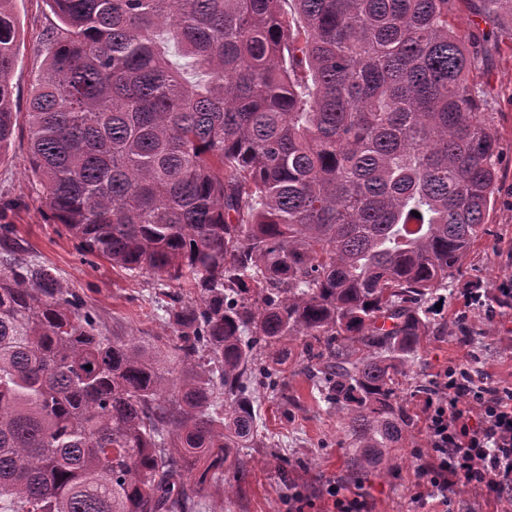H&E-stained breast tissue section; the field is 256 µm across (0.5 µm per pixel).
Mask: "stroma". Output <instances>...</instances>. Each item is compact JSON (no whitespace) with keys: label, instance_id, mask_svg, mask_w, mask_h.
I'll return each mask as SVG.
<instances>
[{"label":"stroma","instance_id":"1","mask_svg":"<svg viewBox=\"0 0 512 512\" xmlns=\"http://www.w3.org/2000/svg\"><path fill=\"white\" fill-rule=\"evenodd\" d=\"M477 0H454L449 18L467 37L482 63L473 82L486 87L482 111L492 116L497 139L498 192L485 232L474 244L452 290L431 317L448 324V333L431 337L420 351L409 380L398 396L412 417L411 434L398 444L399 467L387 476L355 480L347 468L352 442L344 411L312 395L302 361L304 338L289 341L279 379L294 398L282 406L271 381L260 375L252 383L259 435L274 448L245 449L249 474L244 483L228 489V473L191 474L202 504L201 512H286L289 486H297L309 501L306 512H330L325 488L336 482L362 495L370 512H409L419 489L418 470L431 453L424 423V397L412 396L414 384L433 382L451 366L487 371L493 381L512 385V310L470 304V289H480L493 302L496 287L512 281V23H488L479 16ZM19 22L18 60L11 78L17 112H26L34 78L47 57L48 34L58 19L46 0H15ZM10 202L6 223L15 227L11 245L58 278L93 309L101 330L109 336L147 339L172 336L173 296L194 301L187 280L159 279L153 274H129L97 256L81 254L77 241L55 223L45 205L41 184L29 171L28 131L18 124L7 155L0 160V203Z\"/></svg>","mask_w":512,"mask_h":512}]
</instances>
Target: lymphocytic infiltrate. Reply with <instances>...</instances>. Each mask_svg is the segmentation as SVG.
Returning <instances> with one entry per match:
<instances>
[{
    "label": "lymphocytic infiltrate",
    "mask_w": 512,
    "mask_h": 512,
    "mask_svg": "<svg viewBox=\"0 0 512 512\" xmlns=\"http://www.w3.org/2000/svg\"><path fill=\"white\" fill-rule=\"evenodd\" d=\"M425 429L433 454L418 505L447 503L460 484L512 502V388L493 387L461 366L449 368L426 406Z\"/></svg>",
    "instance_id": "f902f5d3"
}]
</instances>
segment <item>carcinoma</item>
<instances>
[{"label": "carcinoma", "mask_w": 512, "mask_h": 512, "mask_svg": "<svg viewBox=\"0 0 512 512\" xmlns=\"http://www.w3.org/2000/svg\"><path fill=\"white\" fill-rule=\"evenodd\" d=\"M46 2L59 24L25 123L53 218L199 299L145 345L104 335L49 268L0 258V512H195L200 466L245 480L251 381L294 336L346 411L351 474L395 471L398 378L498 181L452 0H293L291 17L281 0ZM13 3L0 157L19 117Z\"/></svg>", "instance_id": "obj_1"}]
</instances>
